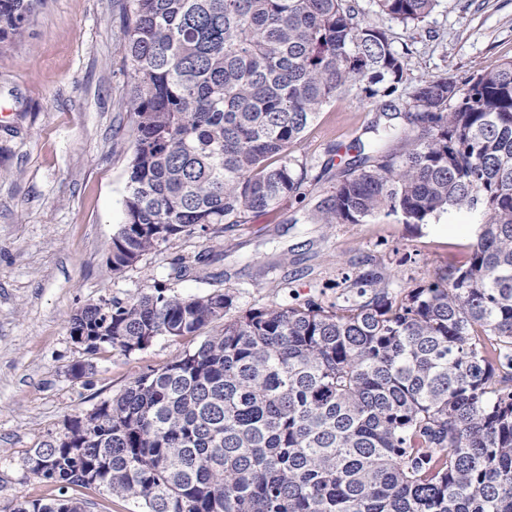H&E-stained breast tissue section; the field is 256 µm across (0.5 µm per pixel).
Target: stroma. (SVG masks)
Instances as JSON below:
<instances>
[{
    "label": "stroma",
    "instance_id": "stroma-1",
    "mask_svg": "<svg viewBox=\"0 0 512 512\" xmlns=\"http://www.w3.org/2000/svg\"><path fill=\"white\" fill-rule=\"evenodd\" d=\"M366 22L404 53L410 78L454 76L512 60V0H438L422 23L404 25L358 0ZM130 0H40L23 37L0 46V508L53 489L33 478L26 452L64 420L121 394L143 371L195 347L157 337L145 350L86 356L69 317L102 298L157 284L181 294L227 289L232 316L290 295L335 299L343 274L382 263L394 287L411 288L466 261L473 226L447 217L412 227L318 223L336 184L337 146L375 139L376 103L332 99L294 146L307 170L296 199L206 241L161 244L119 276L106 267L125 218L134 116L121 111L131 65L122 52ZM206 256L207 278L174 277L177 257ZM92 361L93 375L71 367Z\"/></svg>",
    "mask_w": 512,
    "mask_h": 512
}]
</instances>
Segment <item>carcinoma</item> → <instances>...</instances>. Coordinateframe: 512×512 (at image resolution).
I'll list each match as a JSON object with an SVG mask.
<instances>
[{"instance_id":"obj_1","label":"carcinoma","mask_w":512,"mask_h":512,"mask_svg":"<svg viewBox=\"0 0 512 512\" xmlns=\"http://www.w3.org/2000/svg\"><path fill=\"white\" fill-rule=\"evenodd\" d=\"M40 0H0V44ZM404 25L437 0H373ZM356 0H131L135 117L120 274L183 234L206 240L301 194L295 144L337 96L383 103L404 54ZM396 147L352 145L325 224L476 220L465 264L396 289L373 261L325 304L229 319L228 290L153 286L70 318L86 354L224 328L67 418L25 465L58 494L0 512H87L96 487L143 512H512V60L461 85L419 77Z\"/></svg>"}]
</instances>
